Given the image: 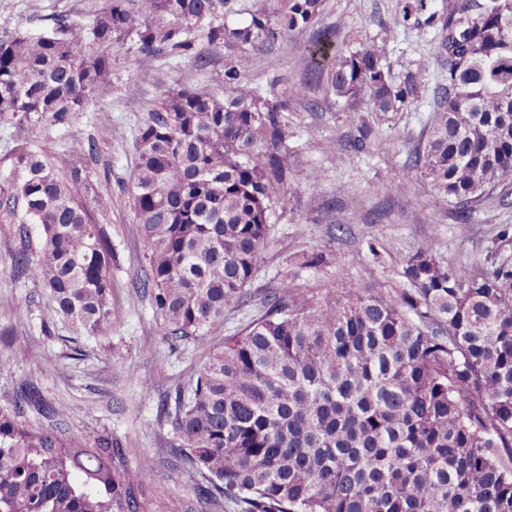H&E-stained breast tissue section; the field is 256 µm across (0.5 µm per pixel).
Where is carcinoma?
I'll return each instance as SVG.
<instances>
[{"mask_svg":"<svg viewBox=\"0 0 512 512\" xmlns=\"http://www.w3.org/2000/svg\"><path fill=\"white\" fill-rule=\"evenodd\" d=\"M323 0H260L230 24L231 0H105L91 24L60 19L33 37L0 39V122L16 130L0 219H24L14 262L72 329L112 327V243L100 219L112 196L85 155L60 154L42 126L70 127L112 91L114 49H194L204 29L224 47V88L163 94L139 130L127 191L144 241L139 287L165 334L205 339L243 298L288 193L282 155L288 101L368 99L375 112L411 105L431 60L392 76L386 41L336 48L316 31L309 78L271 99L244 81L252 52L313 28ZM398 0L394 26L439 31L447 70L436 91L422 165L436 195L466 220L471 204L512 186V0ZM36 239H31V232ZM400 288L349 282L316 299L283 279L262 312L210 351L174 396L177 461L203 474L202 497L240 512H512V263L488 274L441 265L434 243L405 262ZM112 444L62 442L0 410V512H143L134 486L152 480Z\"/></svg>","mask_w":512,"mask_h":512,"instance_id":"carcinoma-1","label":"carcinoma"}]
</instances>
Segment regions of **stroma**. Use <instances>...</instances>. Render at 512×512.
Returning <instances> with one entry per match:
<instances>
[{
  "mask_svg": "<svg viewBox=\"0 0 512 512\" xmlns=\"http://www.w3.org/2000/svg\"><path fill=\"white\" fill-rule=\"evenodd\" d=\"M104 0H0V38L23 30L50 32L56 20L90 22ZM397 0H324L318 27L335 29L339 40L366 42L388 37V59L394 77L423 57L435 54L436 30L425 25L394 28ZM311 31L290 36L274 50H257L246 80L263 95L285 91L307 78L312 60L307 47ZM195 47L207 59L141 53L134 42L117 47L112 92L91 101L69 128L42 127L34 140L50 139L56 152H92L90 176L112 196L104 222L112 241V328L105 336L75 334L62 322L42 288L13 262L21 243L12 227L0 221V409L34 428L49 429L64 439L111 440L120 453L117 465L135 468L137 460L122 454L133 443L151 456L154 478L135 488L143 506L165 494L169 512H236L231 501L206 503L198 494L204 478L195 471L173 469V417L161 404L177 389H188L206 359L207 347H219L254 319L263 297L289 278L309 295L354 282L364 288L395 287L404 261L426 241L445 266L466 265L477 274L499 262H512V187L496 189L473 203L472 219L461 223L454 203L438 198L414 159L425 150L434 108V90L445 79L432 64L426 87L410 107L373 112L362 101L319 99L310 108L291 100L283 121L288 129L284 151L291 188L269 219L268 240L253 279L241 301L209 329L205 344L171 342L139 289L144 243L126 191L137 159V136L160 95L187 88L221 87L224 51L196 33ZM137 85L129 93L128 85ZM110 123L114 134L97 132ZM365 124L371 133L362 151L344 146ZM334 143L327 151L326 143ZM320 174L310 183L309 172ZM409 183V193L399 191ZM320 253L337 263L317 268L296 264V256ZM57 360L55 371L40 369L41 359ZM31 385L53 407L46 417L31 407H16L21 386Z\"/></svg>",
  "mask_w": 512,
  "mask_h": 512,
  "instance_id": "1",
  "label": "stroma"
}]
</instances>
